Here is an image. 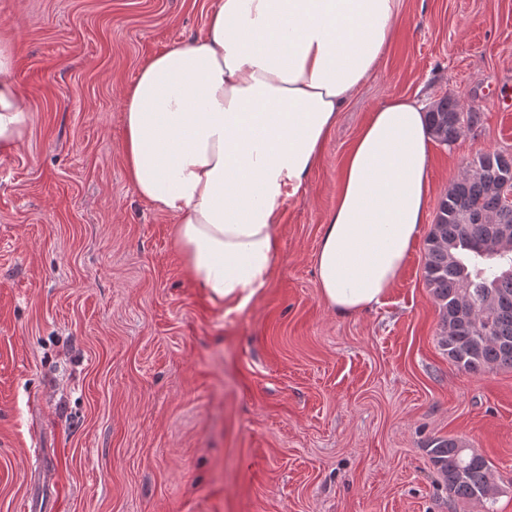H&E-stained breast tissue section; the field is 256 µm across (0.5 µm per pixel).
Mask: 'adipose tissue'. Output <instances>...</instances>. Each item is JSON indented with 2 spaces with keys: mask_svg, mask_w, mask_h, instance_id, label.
<instances>
[{
  "mask_svg": "<svg viewBox=\"0 0 512 512\" xmlns=\"http://www.w3.org/2000/svg\"><path fill=\"white\" fill-rule=\"evenodd\" d=\"M402 0H218L206 35L148 61L124 96L127 175L171 215L184 264L228 309L250 304L277 257L279 214L299 195L336 116L374 71ZM0 39V149L29 115ZM431 137L393 98L352 144L315 258L319 292L348 315L378 306L423 227Z\"/></svg>",
  "mask_w": 512,
  "mask_h": 512,
  "instance_id": "1",
  "label": "adipose tissue"
}]
</instances>
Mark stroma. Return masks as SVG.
I'll return each instance as SVG.
<instances>
[{
  "instance_id": "stroma-1",
  "label": "stroma",
  "mask_w": 512,
  "mask_h": 512,
  "mask_svg": "<svg viewBox=\"0 0 512 512\" xmlns=\"http://www.w3.org/2000/svg\"><path fill=\"white\" fill-rule=\"evenodd\" d=\"M217 2L0 0L30 115L0 152V512L55 489L57 512H512V368L449 360L424 241L351 315L322 301L314 265L346 155L387 100L453 94L482 114L433 143L426 224L477 153H512V0H402L281 208L266 288L233 311L189 276L122 150L125 88L201 39ZM436 437L486 458L493 504L449 494Z\"/></svg>"
}]
</instances>
